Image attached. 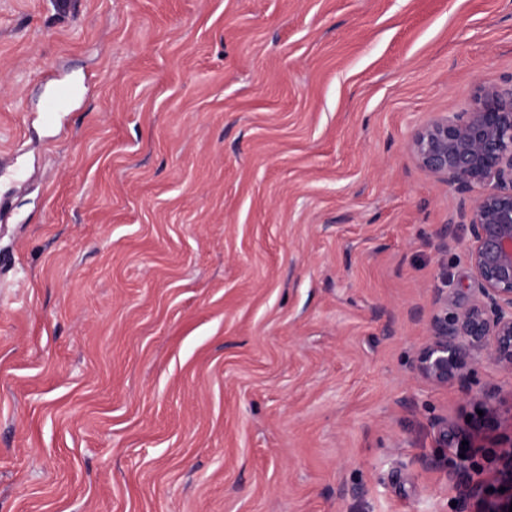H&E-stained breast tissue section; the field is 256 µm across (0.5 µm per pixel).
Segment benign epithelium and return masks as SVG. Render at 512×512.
I'll return each mask as SVG.
<instances>
[{
	"label": "benign epithelium",
	"mask_w": 512,
	"mask_h": 512,
	"mask_svg": "<svg viewBox=\"0 0 512 512\" xmlns=\"http://www.w3.org/2000/svg\"><path fill=\"white\" fill-rule=\"evenodd\" d=\"M410 158L445 180L459 194L479 190L474 205L462 212L468 225L466 253L478 291L448 318V294L436 299L437 312L428 323L427 341L416 357L415 370L440 386L466 381L476 354L512 373V85L481 88L468 112L430 120L408 144ZM454 225L437 229L431 245L448 247ZM483 411L487 424L453 423V431L470 448L494 449L495 482L468 480L461 495L473 512H509L512 506V390L488 391L468 398ZM508 485V495L488 503L492 484Z\"/></svg>",
	"instance_id": "1"
}]
</instances>
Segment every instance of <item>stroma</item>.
Segmentation results:
<instances>
[{
  "label": "stroma",
  "mask_w": 512,
  "mask_h": 512,
  "mask_svg": "<svg viewBox=\"0 0 512 512\" xmlns=\"http://www.w3.org/2000/svg\"><path fill=\"white\" fill-rule=\"evenodd\" d=\"M511 82L512 0H0V512H468L407 145ZM75 96V89L67 83H56L42 103V112H64Z\"/></svg>",
  "instance_id": "obj_1"
}]
</instances>
